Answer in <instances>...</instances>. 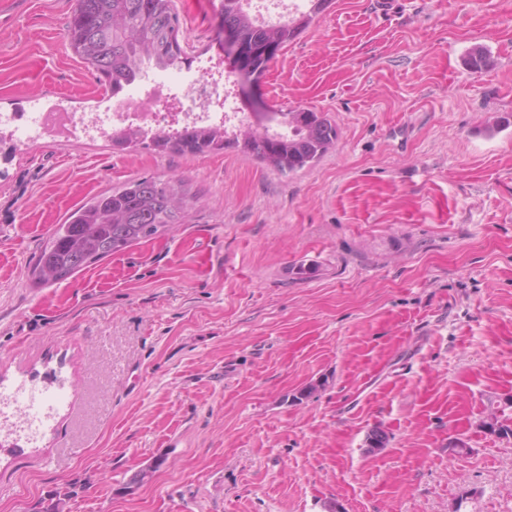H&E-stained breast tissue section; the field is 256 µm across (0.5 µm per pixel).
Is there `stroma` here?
I'll use <instances>...</instances> for the list:
<instances>
[{
	"mask_svg": "<svg viewBox=\"0 0 512 512\" xmlns=\"http://www.w3.org/2000/svg\"><path fill=\"white\" fill-rule=\"evenodd\" d=\"M173 4L196 65L218 57L221 0ZM73 7L0 0V112L100 103ZM257 94L326 113L335 145L292 175L234 149L0 145V392L65 397L37 445L0 424V512L64 486L68 512H512V438L477 426L512 417V0H333ZM143 176L184 181V223L31 287L58 224Z\"/></svg>",
	"mask_w": 512,
	"mask_h": 512,
	"instance_id": "obj_1",
	"label": "stroma"
}]
</instances>
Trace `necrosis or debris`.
Wrapping results in <instances>:
<instances>
[{"mask_svg":"<svg viewBox=\"0 0 512 512\" xmlns=\"http://www.w3.org/2000/svg\"><path fill=\"white\" fill-rule=\"evenodd\" d=\"M244 122V116L233 105L232 95L220 94L219 81L209 70L200 76L182 100L163 90L147 87L133 95L117 94L105 98L94 112H63L53 104L38 112H0V127L12 128L21 145L46 136H65L77 128L96 140L111 138L113 133L127 128L151 134L222 125L233 131ZM49 408V397L37 388L0 397V415L8 412L21 415L31 436L36 435Z\"/></svg>","mask_w":512,"mask_h":512,"instance_id":"4bbe7bcc","label":"necrosis or debris"}]
</instances>
